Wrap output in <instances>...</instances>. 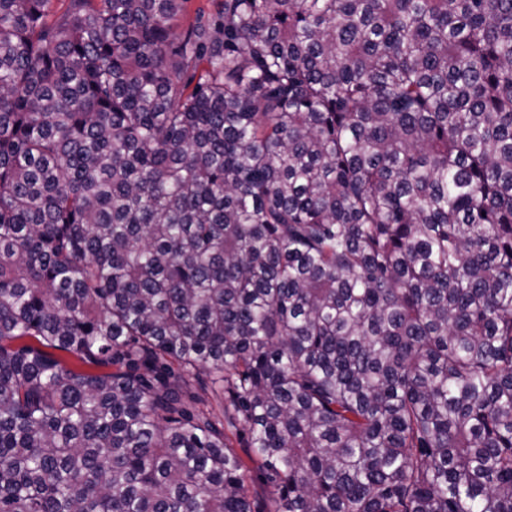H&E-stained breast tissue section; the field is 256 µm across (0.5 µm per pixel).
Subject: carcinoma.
Wrapping results in <instances>:
<instances>
[{"label":"carcinoma","instance_id":"cac0c4a2","mask_svg":"<svg viewBox=\"0 0 512 512\" xmlns=\"http://www.w3.org/2000/svg\"><path fill=\"white\" fill-rule=\"evenodd\" d=\"M187 2L0 0V512H512V0ZM246 486L250 491V499L256 512H269L271 503L268 498V487L263 472L250 469L246 474Z\"/></svg>","mask_w":512,"mask_h":512}]
</instances>
